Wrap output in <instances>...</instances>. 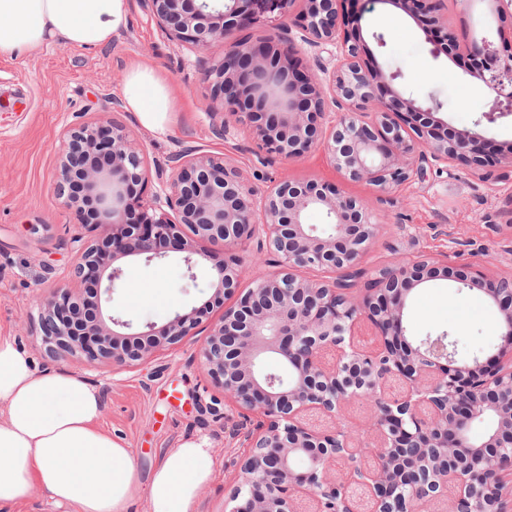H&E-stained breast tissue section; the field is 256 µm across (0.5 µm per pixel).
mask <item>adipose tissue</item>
I'll list each match as a JSON object with an SVG mask.
<instances>
[{
	"instance_id": "adipose-tissue-1",
	"label": "adipose tissue",
	"mask_w": 512,
	"mask_h": 512,
	"mask_svg": "<svg viewBox=\"0 0 512 512\" xmlns=\"http://www.w3.org/2000/svg\"><path fill=\"white\" fill-rule=\"evenodd\" d=\"M129 0H0V56L54 42L81 48L107 45L127 21ZM125 104L141 122L164 131L171 90L147 63L130 67ZM103 394L81 374H36L31 357L0 334V507L49 491L71 512H127L144 499L148 512H195L212 478L206 440L162 452L141 478L126 444L100 425Z\"/></svg>"
}]
</instances>
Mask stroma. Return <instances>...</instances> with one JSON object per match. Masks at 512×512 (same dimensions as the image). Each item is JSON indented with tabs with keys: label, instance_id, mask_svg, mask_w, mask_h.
<instances>
[{
	"label": "stroma",
	"instance_id": "1",
	"mask_svg": "<svg viewBox=\"0 0 512 512\" xmlns=\"http://www.w3.org/2000/svg\"><path fill=\"white\" fill-rule=\"evenodd\" d=\"M362 26L364 36L385 35V46L374 54L384 70L400 72L405 96L421 102L436 96L443 103L439 116L450 125L477 130L492 144L512 142V115L492 124L484 120L492 91L469 77L462 61L431 55L426 24L379 4ZM221 55L217 46L201 55L167 39L138 0H131L126 26L106 46L45 44L0 57V332L14 336L37 373L70 370L101 389L100 424L131 448L141 476L150 474L164 450L187 439H207L215 474L200 490L195 512H224L242 453L238 433L249 424L246 412L228 401L212 414L199 410L198 397L222 394L200 364L199 341L120 370L59 362L44 352L37 300L65 284L75 260L71 239L84 231L79 214L54 192L65 125L120 121L152 164L183 148L223 156L259 192L284 176L336 184L364 200L381 220L356 287H365L378 269L420 255L480 264L490 279L512 278V164L478 174L453 161L445 166L424 161L418 174L383 195L367 182L344 179L319 150L288 161L264 158L246 131L234 127L221 138L212 129L205 71ZM137 62L153 65L171 87L175 110L167 115L165 131L112 107L122 100L126 73ZM123 266L111 307L137 329L163 325L212 294L208 266L187 272L177 252L151 263L129 259ZM404 323L415 340L444 332L454 336L460 361L495 355L504 344L501 314L488 296L457 289L444 277L411 291ZM374 413L373 403L362 399L347 404L338 420L313 414L306 421L318 428L341 426L354 443L370 446L376 442L370 427Z\"/></svg>",
	"mask_w": 512,
	"mask_h": 512
}]
</instances>
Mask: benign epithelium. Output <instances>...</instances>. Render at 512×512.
<instances>
[{
  "label": "benign epithelium",
  "mask_w": 512,
  "mask_h": 512,
  "mask_svg": "<svg viewBox=\"0 0 512 512\" xmlns=\"http://www.w3.org/2000/svg\"><path fill=\"white\" fill-rule=\"evenodd\" d=\"M305 7L296 10L297 2ZM438 29L448 24L446 0H378ZM484 6L496 24L460 49L452 32L432 42L434 57H471L467 74L495 93L489 122L512 112V54L497 43L512 40V0H461ZM162 33L200 52L224 46L208 67L210 109L223 110L215 133L230 124L253 132L271 157L299 158L320 148L352 180H365L383 195L413 173V158L430 155L481 171L496 164L476 132L458 130L431 115L441 110L404 96L397 72L369 66L373 49L362 35L366 0H139ZM256 26V42L232 39L241 26ZM334 48L331 65L320 60ZM332 103L341 114L327 111ZM66 149L56 182L65 205L86 214L94 236L73 238L79 258L72 279L91 284L75 291L53 288L38 301L46 350L112 368L141 364L186 337L205 320L209 334L199 348L202 366L224 396L260 416L241 436L247 448L226 512H300L306 498L317 512H357L336 481V461L368 455L373 465L353 467L350 478L369 489L370 512H423L452 495L449 512H512V280H491L478 264L444 265L423 257L379 270L366 294L355 297L346 278L379 229L363 200L313 181L283 178L263 194L253 191L224 157L185 149L170 165L148 166L129 130L116 121L65 127ZM159 191L147 200L146 183ZM321 209L324 233L305 222ZM191 235H186L183 228ZM224 246L211 267L213 294L200 306L176 313L164 325L132 331L107 307L123 274L118 261L185 253L187 270L211 255L197 241ZM256 243L279 271L240 288L238 252ZM457 288L486 293L502 316L505 344L484 361L458 362L431 338L414 343L403 325L410 292L439 276ZM233 299L231 305L226 300ZM375 329L378 347L353 343L357 324ZM333 354L332 359L326 355ZM278 357L283 374L260 370ZM404 384L391 399L385 381ZM354 399L374 403L377 443L357 448L341 429L320 431L310 413L334 418ZM487 417L494 429L481 439L472 425ZM306 465L300 469L298 460Z\"/></svg>",
  "instance_id": "obj_1"
}]
</instances>
